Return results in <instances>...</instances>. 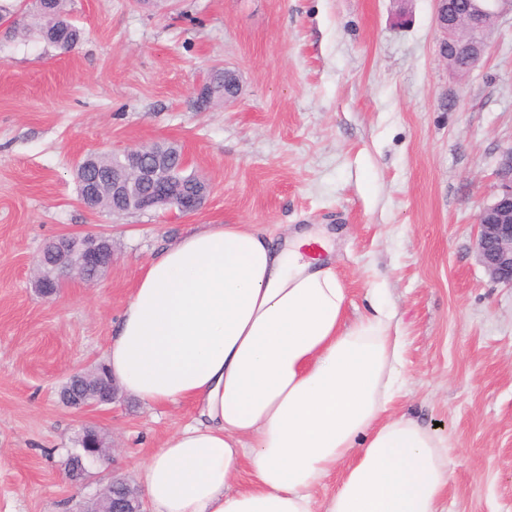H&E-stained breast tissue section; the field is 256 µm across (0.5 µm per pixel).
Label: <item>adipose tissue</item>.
<instances>
[{"mask_svg":"<svg viewBox=\"0 0 512 512\" xmlns=\"http://www.w3.org/2000/svg\"><path fill=\"white\" fill-rule=\"evenodd\" d=\"M346 305L327 237L303 227L212 224L157 249L106 351L129 394L198 411L138 474L150 512H444L447 440L389 412L395 314L378 289L350 324Z\"/></svg>","mask_w":512,"mask_h":512,"instance_id":"1","label":"adipose tissue"}]
</instances>
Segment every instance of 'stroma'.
Segmentation results:
<instances>
[{
	"instance_id": "35a3bbf8",
	"label": "stroma",
	"mask_w": 512,
	"mask_h": 512,
	"mask_svg": "<svg viewBox=\"0 0 512 512\" xmlns=\"http://www.w3.org/2000/svg\"><path fill=\"white\" fill-rule=\"evenodd\" d=\"M0 512H83L112 474L136 481L192 406L117 391L77 411L69 377L105 363L112 329L156 248L210 224H329L348 321L382 288L403 336L391 406L448 440L446 512H512V287L474 248L476 218L512 148V19L456 76L438 53L433 0H68L82 31L61 51L31 5L0 0ZM236 99L205 111L213 66ZM175 143L210 193L193 215L88 211V153ZM112 240L104 277L47 298L33 261L69 232ZM110 456L73 483L84 427Z\"/></svg>"
}]
</instances>
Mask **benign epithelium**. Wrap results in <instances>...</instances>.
I'll use <instances>...</instances> for the list:
<instances>
[{
  "mask_svg": "<svg viewBox=\"0 0 512 512\" xmlns=\"http://www.w3.org/2000/svg\"><path fill=\"white\" fill-rule=\"evenodd\" d=\"M436 24L442 34L440 57L448 58V50L461 47L466 56L464 67L472 70L485 53L483 22L497 21L505 12L512 14V0H434ZM184 153L176 144L139 146L112 156V180L109 196L113 214L124 212H163L168 215H189L203 206L210 188L200 184L192 191L182 187V181L172 175V160ZM92 155L78 161L75 168L81 203L91 212H100L103 192L101 184L85 173L92 169ZM497 193L482 207L477 216L475 249L480 264L489 277L512 286V149L504 151L498 161ZM37 278L50 284L56 295L65 280L83 278L87 270L103 273L112 267L110 239L101 234H62L49 242L35 258ZM62 402L82 410L92 405L112 403V398L99 396L83 401L74 397L71 389L61 390ZM109 502L108 512H145L139 492L126 487L124 496L115 498L104 489L99 493Z\"/></svg>",
  "mask_w": 512,
  "mask_h": 512,
  "instance_id": "benign-epithelium-1",
  "label": "benign epithelium"
}]
</instances>
